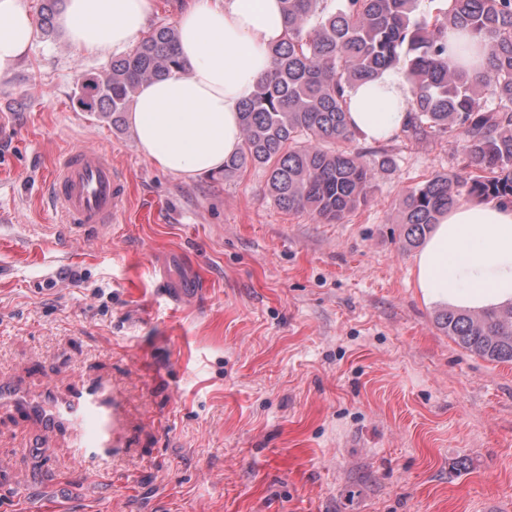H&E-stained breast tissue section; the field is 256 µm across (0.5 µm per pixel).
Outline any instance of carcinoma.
<instances>
[{
    "label": "carcinoma",
    "instance_id": "carcinoma-1",
    "mask_svg": "<svg viewBox=\"0 0 512 512\" xmlns=\"http://www.w3.org/2000/svg\"><path fill=\"white\" fill-rule=\"evenodd\" d=\"M64 0H43L41 30L50 34ZM281 0L285 41L270 49L272 67L240 108L243 143L224 161V176L267 171V192L284 210L340 222L372 192L365 155L346 117V92L397 68L412 87L403 131L415 138L463 134V172L438 173L401 199L398 223L415 247L448 210L495 199L512 205V0H446L432 13L419 0ZM473 30L487 41L479 75L448 59V32ZM182 67L175 29L161 26L101 75L78 82L85 112L123 129L139 85ZM438 325L459 347L512 363V307L443 310Z\"/></svg>",
    "mask_w": 512,
    "mask_h": 512
}]
</instances>
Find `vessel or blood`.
<instances>
[{
  "label": "vessel or blood",
  "mask_w": 512,
  "mask_h": 512,
  "mask_svg": "<svg viewBox=\"0 0 512 512\" xmlns=\"http://www.w3.org/2000/svg\"><path fill=\"white\" fill-rule=\"evenodd\" d=\"M49 187L65 224L77 236H96L123 221L125 181L108 153L78 148L58 155ZM0 415L35 423L43 440L71 432L78 448L112 447L127 422L122 399L103 382L61 396L51 388L32 394L1 377Z\"/></svg>",
  "instance_id": "b4317fda"
}]
</instances>
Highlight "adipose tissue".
Masks as SVG:
<instances>
[{
  "label": "adipose tissue",
  "instance_id": "1",
  "mask_svg": "<svg viewBox=\"0 0 512 512\" xmlns=\"http://www.w3.org/2000/svg\"><path fill=\"white\" fill-rule=\"evenodd\" d=\"M152 10V0H65L57 23L76 49L119 57L135 48ZM34 34L22 0H0V78L13 74ZM286 34L280 0H191L177 20L183 70L142 83L127 114L140 153L175 176L222 174L242 144L241 104ZM411 98L404 76L386 71L350 90L348 123L361 140L391 139ZM415 285L426 302L455 309L512 306V207L450 209L416 257Z\"/></svg>",
  "mask_w": 512,
  "mask_h": 512
}]
</instances>
